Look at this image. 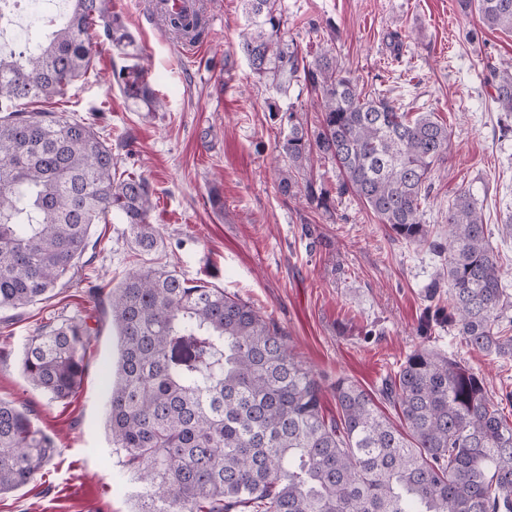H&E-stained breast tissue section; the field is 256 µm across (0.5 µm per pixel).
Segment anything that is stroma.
<instances>
[{
  "mask_svg": "<svg viewBox=\"0 0 512 512\" xmlns=\"http://www.w3.org/2000/svg\"><path fill=\"white\" fill-rule=\"evenodd\" d=\"M205 44L184 54L151 15V0H112L147 67L163 111L146 114L112 80L130 58L99 46L93 70L65 97L38 109L93 123L108 138L118 170L140 174L153 191L151 222L159 246L139 251L118 223L97 224L96 249L76 279L45 299L0 310V399L33 412L55 441L48 466L0 496V512H137L140 482L113 451L105 428L108 368L118 339L107 305L89 287H118L149 262L222 288L249 302L290 335L296 352L324 385L323 411L336 414L337 378L377 393L414 349L428 347L483 373L493 392L512 391V360L467 348L457 330L418 325L425 287L442 270L437 253L390 237L356 197L330 212L282 196L272 176L284 161L280 130L265 101L272 91L233 51L245 27L240 0H203ZM283 38L302 50L330 42L359 83L379 85L404 111L431 110L452 133L453 150L437 164L422 221L432 238L448 232V205L472 191L512 292V131L504 132L485 62L512 58V33L475 27L457 0H283ZM223 211H215L211 191ZM81 317L91 330L88 369L77 392L54 401L21 368L23 344L42 326Z\"/></svg>",
  "mask_w": 512,
  "mask_h": 512,
  "instance_id": "obj_1",
  "label": "stroma"
}]
</instances>
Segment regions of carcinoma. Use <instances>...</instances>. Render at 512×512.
Instances as JSON below:
<instances>
[{
  "label": "carcinoma",
  "mask_w": 512,
  "mask_h": 512,
  "mask_svg": "<svg viewBox=\"0 0 512 512\" xmlns=\"http://www.w3.org/2000/svg\"><path fill=\"white\" fill-rule=\"evenodd\" d=\"M111 0H65V22L44 40L0 51V309L29 306L75 274L95 224L116 216L143 253L158 244L152 191L117 172L112 145L93 125L26 110L62 97L92 67L102 36L134 57V40ZM246 18L234 46L278 95L294 83L314 92L318 126L293 106L266 101L288 132L278 142L282 195L325 213L336 198L362 201L398 239L444 256L436 320L466 346L512 359V294L470 191L448 204V237L422 222L435 164L450 155L448 126L433 111L411 116L352 78L331 48L310 54L282 40L280 0H240ZM490 30L512 32V0H459ZM170 26L197 40L199 15ZM496 110L512 116V61L486 64ZM143 112L162 110L143 68L112 74ZM333 160L341 178L314 177ZM120 336L109 380L106 430L142 483L138 512H512V392L429 348L408 354L382 393L399 408L397 426L355 382L336 379L338 416L326 418L323 385L280 326L222 288L195 284L152 265L130 270L108 295ZM91 332L78 317L26 339L22 370L53 400H66L86 371ZM54 440L30 413L0 399V495L26 485L50 462Z\"/></svg>",
  "instance_id": "cac0c4a2"
}]
</instances>
